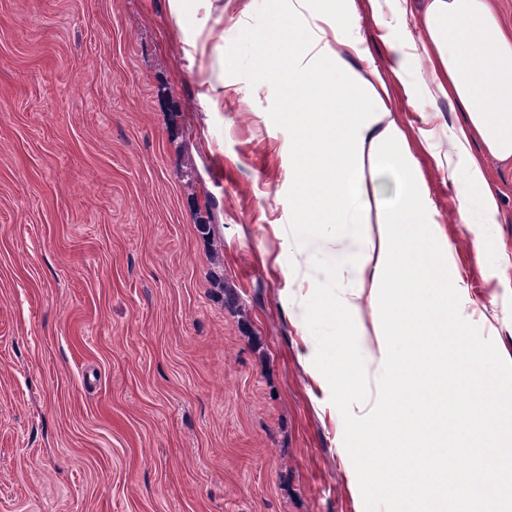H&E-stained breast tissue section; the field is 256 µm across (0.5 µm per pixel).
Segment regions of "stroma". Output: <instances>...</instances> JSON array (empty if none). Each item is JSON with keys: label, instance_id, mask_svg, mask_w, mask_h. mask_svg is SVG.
<instances>
[{"label": "stroma", "instance_id": "1", "mask_svg": "<svg viewBox=\"0 0 512 512\" xmlns=\"http://www.w3.org/2000/svg\"><path fill=\"white\" fill-rule=\"evenodd\" d=\"M262 0H0V512H364L314 367L288 131L225 55ZM376 67L460 312L512 361V163L465 226L395 0H298ZM403 63H396L393 46ZM379 308L355 325L370 390Z\"/></svg>", "mask_w": 512, "mask_h": 512}]
</instances>
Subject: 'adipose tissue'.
I'll list each match as a JSON object with an SVG mask.
<instances>
[{
	"mask_svg": "<svg viewBox=\"0 0 512 512\" xmlns=\"http://www.w3.org/2000/svg\"><path fill=\"white\" fill-rule=\"evenodd\" d=\"M347 48V42L323 36L310 46L323 70L336 77V136L343 145L336 154V212L352 216L353 237L363 244L352 268L354 285L335 308L345 318L378 299L405 236L423 245L440 236L439 225L422 215L425 184L403 130L378 93L381 76L373 68L347 70ZM415 48L431 66L434 93L462 113L451 129L453 157L447 162L449 180L470 190L460 201L458 220L494 223L499 190L484 158L512 160V29L503 27L492 0H425ZM477 142L484 155L474 153ZM459 156L468 159L465 169L456 165ZM384 168L403 181L402 192L389 205L374 185L377 170ZM372 219L378 222L374 234L365 230Z\"/></svg>",
	"mask_w": 512,
	"mask_h": 512,
	"instance_id": "ef3b65f1",
	"label": "adipose tissue"
}]
</instances>
